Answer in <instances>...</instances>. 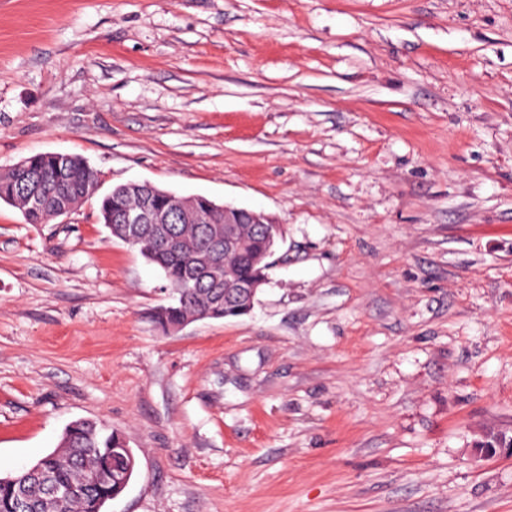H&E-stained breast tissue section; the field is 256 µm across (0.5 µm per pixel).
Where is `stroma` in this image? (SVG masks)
<instances>
[{
	"instance_id": "obj_1",
	"label": "stroma",
	"mask_w": 512,
	"mask_h": 512,
	"mask_svg": "<svg viewBox=\"0 0 512 512\" xmlns=\"http://www.w3.org/2000/svg\"><path fill=\"white\" fill-rule=\"evenodd\" d=\"M37 153L286 236L168 331L96 198L1 202V476L89 418L106 512H512V0H0V171Z\"/></svg>"
}]
</instances>
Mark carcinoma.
<instances>
[{"instance_id": "1", "label": "carcinoma", "mask_w": 512, "mask_h": 512, "mask_svg": "<svg viewBox=\"0 0 512 512\" xmlns=\"http://www.w3.org/2000/svg\"><path fill=\"white\" fill-rule=\"evenodd\" d=\"M26 171L35 178L45 206L23 214L29 224H47L64 206L74 210L95 193L98 173L84 158L66 154H35L22 159L21 167L0 172V202L22 211L24 192L19 176ZM144 186L129 182L114 186L100 200L99 216L112 237L125 233L114 220L116 212L142 202ZM179 243L175 250L161 247L151 230H142L134 247L164 273L173 303L163 307L158 319L165 327L190 317L226 319L243 312L224 302V286L240 288L238 305L253 303V284L267 280L268 259L283 240L280 224H251L241 217L240 249L224 255L223 269L212 268L209 259L211 224H186L173 218L170 224ZM134 457L123 435L97 421L78 419L64 430L52 452L14 474L0 476V512H105V506L123 492L112 478L117 456Z\"/></svg>"}]
</instances>
